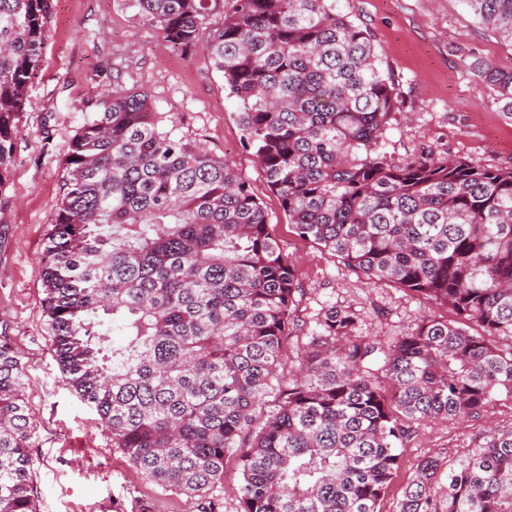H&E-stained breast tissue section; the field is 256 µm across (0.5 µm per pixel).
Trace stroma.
I'll list each match as a JSON object with an SVG mask.
<instances>
[{
	"mask_svg": "<svg viewBox=\"0 0 512 512\" xmlns=\"http://www.w3.org/2000/svg\"><path fill=\"white\" fill-rule=\"evenodd\" d=\"M341 6L370 30L379 68L395 78L403 111L386 132L393 159L434 152L512 170V117L468 67L488 58L512 70V44L481 26L463 0H341ZM117 83L147 92L164 129L234 164L299 270V315L307 323L333 303L359 314L358 335L388 341L422 316L453 317L446 306L349 270L293 231L242 139L237 102L203 49L174 50L132 0H51L42 75L28 91L25 132L0 195V336L21 350L25 363L39 512H192L196 506L146 480L113 448L95 411L66 385L43 309L39 270L63 194V149ZM484 421L420 428L407 444L384 512H394L419 458L469 451Z\"/></svg>",
	"mask_w": 512,
	"mask_h": 512,
	"instance_id": "35a3bbf8",
	"label": "stroma"
}]
</instances>
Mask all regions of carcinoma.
<instances>
[{"instance_id": "1", "label": "carcinoma", "mask_w": 512, "mask_h": 512, "mask_svg": "<svg viewBox=\"0 0 512 512\" xmlns=\"http://www.w3.org/2000/svg\"><path fill=\"white\" fill-rule=\"evenodd\" d=\"M464 3L512 44V0ZM218 5L224 23L204 48L298 235L456 319L425 317L384 345L332 305L303 331L298 269L234 164L163 129L146 92L116 85L64 149L40 268L61 371L129 466L202 512H223L214 488L231 456L238 512H382L420 426L512 400V171L388 156L401 102L340 0H133L181 51ZM49 6L0 0V195ZM469 68L512 116V70ZM302 331L285 374L283 346ZM23 376L1 337L0 512H39ZM395 512H512V429L491 425L459 457L420 459Z\"/></svg>"}]
</instances>
